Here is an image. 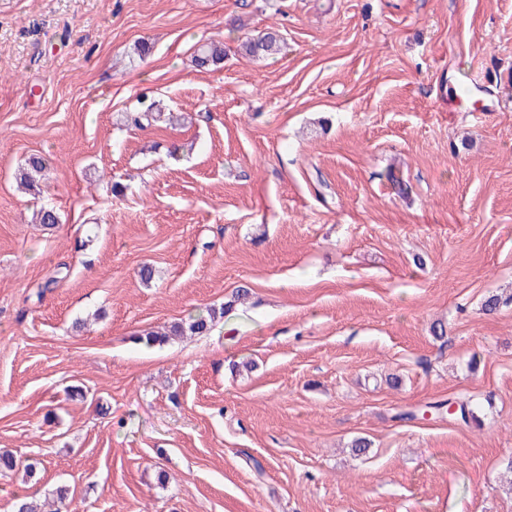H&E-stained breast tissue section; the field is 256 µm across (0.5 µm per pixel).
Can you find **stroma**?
<instances>
[{
  "label": "stroma",
  "instance_id": "35a3bbf8",
  "mask_svg": "<svg viewBox=\"0 0 512 512\" xmlns=\"http://www.w3.org/2000/svg\"><path fill=\"white\" fill-rule=\"evenodd\" d=\"M1 448L0 512H512V0H0ZM280 37L274 32H264L246 37L240 44L241 50L252 58H265L280 51ZM224 60V46L220 42L211 41L201 45L196 54V63L199 67L215 66ZM45 168V160L37 155L30 156L15 172V180L25 190H35L36 176ZM247 295L248 291L246 289H239L234 299L224 303V307L218 310L216 308H210L207 310L206 315L199 313L196 316L190 317L188 322H177L170 325L168 331L164 334H160V336L148 333L145 337H139V340L145 341L147 345H151L154 343H164L168 340L169 336H180L187 331L193 334L205 333L211 328L215 319L224 317L225 314L232 311L236 302Z\"/></svg>",
  "mask_w": 512,
  "mask_h": 512
}]
</instances>
